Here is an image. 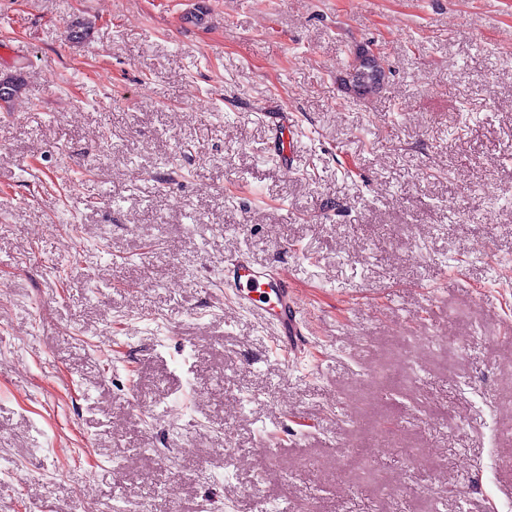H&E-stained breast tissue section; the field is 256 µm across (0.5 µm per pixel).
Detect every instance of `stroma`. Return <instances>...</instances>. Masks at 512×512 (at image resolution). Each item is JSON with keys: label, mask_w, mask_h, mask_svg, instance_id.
I'll use <instances>...</instances> for the list:
<instances>
[{"label": "stroma", "mask_w": 512, "mask_h": 512, "mask_svg": "<svg viewBox=\"0 0 512 512\" xmlns=\"http://www.w3.org/2000/svg\"><path fill=\"white\" fill-rule=\"evenodd\" d=\"M2 44L0 512H512V0H0ZM383 55V52H382V49L381 48H378V47H374L373 45L372 46H367L366 49H363L362 52H360L358 55H356L349 63V72H348V89H350L351 91H353L356 95H366L370 88L368 86V83L362 79H359V78H356V79H353L352 81V85L350 84L349 82V79L353 78V74L355 73V67H359V64L360 62L362 61L363 63L371 66L373 68L372 72L370 73V75L373 77V80L374 78H378L379 77V72L375 69L374 67V63L375 62H379L383 65L384 67V61L382 60L381 56ZM370 71V69L365 66L364 64H361L360 67L356 70L357 73L359 72H362V71ZM372 80V82H373ZM224 291L239 307L269 323L284 348L296 350L302 326L299 303L284 278L270 275L265 267L238 254L224 264Z\"/></svg>", "instance_id": "1"}]
</instances>
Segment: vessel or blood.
<instances>
[{
  "label": "vessel or blood",
  "instance_id": "1",
  "mask_svg": "<svg viewBox=\"0 0 512 512\" xmlns=\"http://www.w3.org/2000/svg\"><path fill=\"white\" fill-rule=\"evenodd\" d=\"M224 291L239 307L269 323L283 347H294L301 333L299 303L284 278L238 254L224 264Z\"/></svg>",
  "mask_w": 512,
  "mask_h": 512
}]
</instances>
